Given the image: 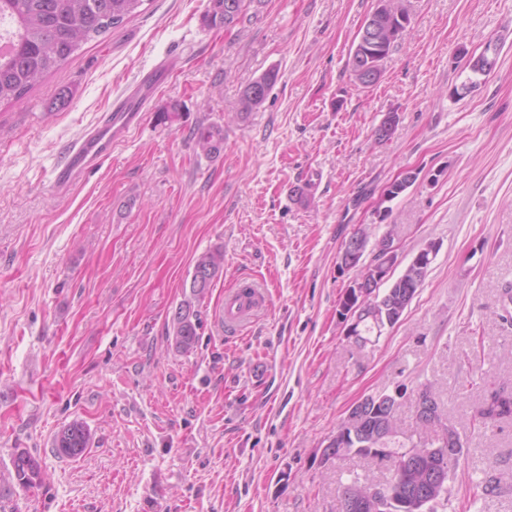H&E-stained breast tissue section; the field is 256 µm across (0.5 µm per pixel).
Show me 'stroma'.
Here are the masks:
<instances>
[{"mask_svg":"<svg viewBox=\"0 0 512 512\" xmlns=\"http://www.w3.org/2000/svg\"><path fill=\"white\" fill-rule=\"evenodd\" d=\"M375 0H252L228 28L209 0H145L85 44L21 102L0 105V512H340L354 475L388 465L321 460L350 407L404 387L405 435L421 385L467 446L437 512H512V420L473 419L480 397L512 391V326L498 316L512 282V0H408L410 25L365 88L347 68ZM498 43L494 70L462 99L459 48ZM181 66L144 124L57 194L53 172L140 73ZM278 80L241 110L244 87ZM64 109H53L60 93ZM398 115L391 138L374 128ZM224 126L222 157L197 128ZM414 180L396 199V177ZM368 226L393 232L402 260L437 255L400 322L358 347L336 314L351 275L337 257ZM224 254L205 294L199 257ZM256 277L268 310L237 334L214 315L237 279ZM201 321L177 350L173 316ZM83 423L88 447L59 454ZM42 480L25 488L13 460ZM488 469L505 493L483 495ZM277 79V72L270 70L259 78L249 82L242 92L241 103L243 111L251 112L260 107L265 102L269 91L277 82ZM89 436L86 428L75 422L65 428L55 439V447L60 454L77 456L87 448ZM14 471L16 480L23 486H31L39 480V465L29 454L21 453L15 458Z\"/></svg>","mask_w":512,"mask_h":512,"instance_id":"1","label":"stroma"}]
</instances>
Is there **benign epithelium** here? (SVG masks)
<instances>
[{
  "instance_id": "1",
  "label": "benign epithelium",
  "mask_w": 512,
  "mask_h": 512,
  "mask_svg": "<svg viewBox=\"0 0 512 512\" xmlns=\"http://www.w3.org/2000/svg\"><path fill=\"white\" fill-rule=\"evenodd\" d=\"M383 8V0H377L374 10L358 32L357 43L353 50V53L357 54L356 62L362 63L357 70V75L366 86H371L378 80V70L372 64L364 63V60L370 59V53L378 51L381 45L379 32ZM498 52L499 47L494 42L487 43L477 55L465 49L461 50V56L473 59V67L470 76L453 89V96L464 98L472 93L482 82V78L493 69ZM367 247L368 242L351 236L344 242L338 256L340 270L360 271V274L352 278L344 289L337 309V315L345 327V335L352 340V343L359 346L372 341V337L362 333L361 327L364 320L369 319L376 325L375 337L378 338L396 325L404 313V309L399 306L384 305V298L380 297V288L393 282L404 286L405 296L416 294L420 286L416 271L429 267L438 251L436 244H427L395 278L393 274L401 260L394 241L391 239L378 241L374 259L365 264L363 258ZM404 395V389L399 388L392 394L370 395L355 403L347 418L323 448L322 459L328 462L345 454L354 455L358 452H367L375 459L386 457L390 449L385 447L382 429L369 425L370 404L378 405L386 402L398 405ZM437 458H439V452L436 448L421 458H415L419 465L427 468L429 480L413 490L403 504L402 512H430L432 506L446 494L448 473L443 465L436 462Z\"/></svg>"
}]
</instances>
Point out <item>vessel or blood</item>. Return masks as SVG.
Instances as JSON below:
<instances>
[{
    "mask_svg": "<svg viewBox=\"0 0 512 512\" xmlns=\"http://www.w3.org/2000/svg\"><path fill=\"white\" fill-rule=\"evenodd\" d=\"M174 66L175 62L171 59L156 63L113 102L110 111L99 122L69 145L64 162L55 171L54 185L58 192L68 191L73 182L111 155L114 145L143 125L148 102ZM268 304L263 284L257 280L251 281L221 303L216 313V323L220 326L250 324Z\"/></svg>",
    "mask_w": 512,
    "mask_h": 512,
    "instance_id": "1",
    "label": "vessel or blood"
}]
</instances>
